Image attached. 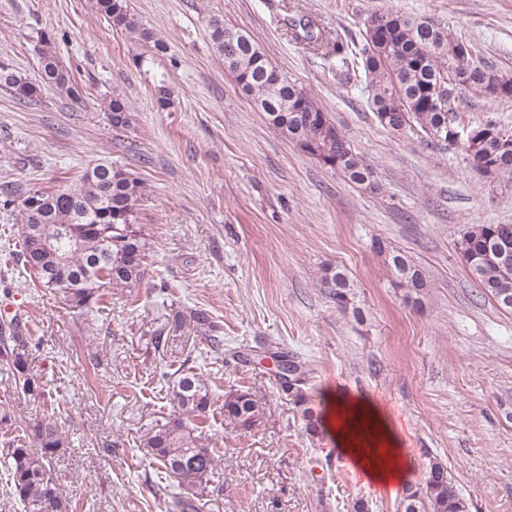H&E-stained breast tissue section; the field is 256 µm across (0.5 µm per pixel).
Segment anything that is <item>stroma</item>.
I'll return each mask as SVG.
<instances>
[{
	"instance_id": "35a3bbf8",
	"label": "stroma",
	"mask_w": 512,
	"mask_h": 512,
	"mask_svg": "<svg viewBox=\"0 0 512 512\" xmlns=\"http://www.w3.org/2000/svg\"><path fill=\"white\" fill-rule=\"evenodd\" d=\"M168 46L155 58L172 104L135 67L143 43L113 28L96 0H0V62L34 75L37 35L86 85L81 102L54 89L18 103L0 88V187L24 192L72 183L109 159L143 181L140 221L147 275L109 288L91 310L29 285L4 251L21 217L0 209V309L18 307V345L43 376L51 405L15 388L0 364V401L49 417L68 446L53 475L74 512H177V478L149 464L145 437L174 409L166 376L194 366L211 391L202 435L215 467L201 512H402L405 483L424 482L439 458L472 512H512V312L484 296L461 250L472 224H512V180L486 179L455 148L402 140L375 121L359 80L336 82V61L292 40L301 14L357 37L372 14L434 17L512 73V0H130ZM250 33L289 81L311 91L366 156L378 189L346 181L270 126L240 92L209 36L211 18ZM120 94L132 115L115 130L101 109ZM421 269V305L405 302L393 252ZM340 269L339 308L323 279ZM207 311L221 326L213 351L186 320ZM297 354L314 409L329 390L371 400L409 461L404 484L365 481L328 435L310 436L274 353ZM262 406L253 427L224 416V398Z\"/></svg>"
}]
</instances>
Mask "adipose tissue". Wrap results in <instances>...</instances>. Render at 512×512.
<instances>
[{"label": "adipose tissue", "mask_w": 512, "mask_h": 512, "mask_svg": "<svg viewBox=\"0 0 512 512\" xmlns=\"http://www.w3.org/2000/svg\"><path fill=\"white\" fill-rule=\"evenodd\" d=\"M328 413L325 425L335 438L340 451L352 457L354 464L366 475L368 481L388 487L401 483L407 464L399 440L375 406L361 397L340 392L327 395ZM374 423L384 448L378 463L372 464L352 446V432L361 420Z\"/></svg>", "instance_id": "adipose-tissue-1"}]
</instances>
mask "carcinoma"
<instances>
[{
	"instance_id": "carcinoma-1",
	"label": "carcinoma",
	"mask_w": 512,
	"mask_h": 512,
	"mask_svg": "<svg viewBox=\"0 0 512 512\" xmlns=\"http://www.w3.org/2000/svg\"><path fill=\"white\" fill-rule=\"evenodd\" d=\"M99 12L117 29L125 30L151 45V53H166L167 46L142 27L131 15L128 0H97ZM382 27L369 26L365 19L359 39L348 43L330 41L311 20L288 18L295 39L307 49L336 58V79L342 83L362 73L369 91L370 110L389 132L414 137L422 132L433 146H448L449 139L462 135L458 149L475 170L494 167L502 175H512V126L494 116L478 121L466 118L461 94L484 93L480 73L459 63L462 48L474 46L448 33L434 19L399 12L380 15ZM212 46L225 59L227 48L235 47L237 57L224 62L238 87L265 113L268 121L288 139H296L300 149L323 165L339 171L348 181L366 187L375 183V171L351 140L341 141L336 124L316 97L293 84L270 62L251 36L211 19ZM38 69L28 76L18 71L1 73L0 86L15 98L32 102L46 88H56L70 99L83 98L71 69L61 61L51 36L37 37ZM480 65L501 81L502 100L512 101V78L485 62ZM106 118L114 129L130 126L126 101L114 95L106 106ZM0 205L20 208L22 224L18 240V260L32 276L34 285L60 290L72 305L90 309L99 304V289L137 288L146 274L149 242L139 223L142 180L134 173L108 161H100L82 173L73 185L20 194L6 188ZM463 258L482 293L501 308L512 311V267L500 264L498 253L512 255V224H472L460 240ZM395 285L404 289V298L421 303L426 282L415 264L401 253L390 254ZM336 305L348 303L349 283L336 270L324 279ZM193 322L206 325L212 348L223 346L219 328L209 323L202 310L192 312ZM23 333L19 317L3 321L0 327V360L12 370L16 385L26 395H46L42 378L30 368L28 359L10 347ZM279 384L292 391L308 431L322 432L321 417L306 406L299 362L290 354L278 363ZM167 395L175 415L165 426L146 438L154 462L175 477L203 482L212 474L214 458L202 443L200 432L211 407V394L193 370L182 368L175 374ZM259 403L245 392L229 394L224 400V416L252 427L259 419ZM0 423L14 424L17 435L4 442L3 460L9 472L12 495L22 512H69L70 504L53 476V461L67 442L46 418L24 419L9 405L0 406ZM403 512H470L469 501L448 479L443 462L431 460L424 483L409 487L403 498Z\"/></svg>"
}]
</instances>
